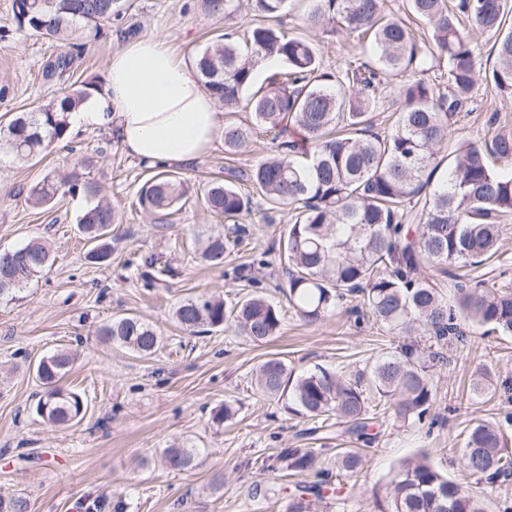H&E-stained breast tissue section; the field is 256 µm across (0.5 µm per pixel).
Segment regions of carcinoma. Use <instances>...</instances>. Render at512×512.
<instances>
[{
  "instance_id": "1",
  "label": "carcinoma",
  "mask_w": 512,
  "mask_h": 512,
  "mask_svg": "<svg viewBox=\"0 0 512 512\" xmlns=\"http://www.w3.org/2000/svg\"><path fill=\"white\" fill-rule=\"evenodd\" d=\"M288 0H204L211 16L229 21L248 9L262 18H277ZM389 0H311L305 23L311 29L346 32L367 38L379 52V69L355 67L345 75L322 69L310 43L280 29L256 24L238 42L224 34L199 50L195 72L216 103L225 109L249 108L253 126L224 124V150L238 152L254 131L266 129L284 138L278 153L246 174L230 171L211 182L205 195L210 212L238 224L250 197L236 188L244 178L270 203L294 207L283 238L286 297L289 307L308 324L322 321L339 303L360 298L366 312L390 333L404 338L396 353L376 360L370 369L374 396L394 421L434 424L435 399L428 375L440 350L467 343L466 325L489 326L512 335V290L478 288L458 279L452 298L444 297L422 276L433 264L441 271L459 264L481 266L500 249V218L512 213V175L497 173L488 159L512 166V132H497L483 141L457 142L446 178L433 184L442 161L435 148L448 140L450 120L475 110L479 78L502 95L512 96V0H460L454 9L446 0H407L408 11L427 24L431 42L415 39L412 29L394 17ZM20 27L63 47L80 49L84 35L99 32L121 15L120 0H12ZM493 39L492 65L477 68L475 46L459 17ZM447 63L444 89L422 78L436 57ZM274 59L283 68L254 82L256 64ZM419 74L392 88L398 112L385 133L374 131L371 112L389 88L387 76ZM100 88L82 82L58 92L34 112H18L0 134V147L25 163L69 135L70 116L90 92ZM81 192L91 200L77 217L79 232L92 242L89 258L110 259L108 241L114 209L99 199V185L74 168L60 179L47 176L32 186L28 201L51 203L58 195ZM187 196L185 182L161 172L141 188L139 204L152 215L171 216ZM240 228L207 236L202 259L224 263L237 245ZM51 248L40 240L0 250V297L15 298L52 266ZM178 325L198 335L231 326L252 343H264L281 328V311L252 295L226 307L221 297H188L175 311ZM99 334L140 358L159 348L157 328L134 314L116 317ZM74 361L63 349L34 366L44 394L35 412L47 422L68 426L86 412L85 395L61 384ZM318 368L302 375L280 357L262 361L254 392L301 418L318 423L310 435L336 429L338 438L369 443L377 419L376 406L361 382ZM478 421L465 437L466 468L485 483L496 485L512 476V455L503 428ZM167 469L184 472L198 466V451L177 442L163 452ZM279 461L309 480L286 496L285 512H321L328 496L357 475L364 458L358 448L337 455V472L318 467L313 448H285ZM374 512H485L481 497L437 470L426 453L400 462L390 480L373 493ZM20 495L0 494V512H28Z\"/></svg>"
}]
</instances>
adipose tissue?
<instances>
[{
	"instance_id": "ef3b65f1",
	"label": "adipose tissue",
	"mask_w": 512,
	"mask_h": 512,
	"mask_svg": "<svg viewBox=\"0 0 512 512\" xmlns=\"http://www.w3.org/2000/svg\"><path fill=\"white\" fill-rule=\"evenodd\" d=\"M75 121L112 130L130 155L150 164L195 160L224 134L223 113L162 37L128 40L109 62L104 89Z\"/></svg>"
}]
</instances>
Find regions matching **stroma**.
Wrapping results in <instances>:
<instances>
[{
    "label": "stroma",
    "instance_id": "stroma-1",
    "mask_svg": "<svg viewBox=\"0 0 512 512\" xmlns=\"http://www.w3.org/2000/svg\"><path fill=\"white\" fill-rule=\"evenodd\" d=\"M308 7V0H288L279 25L312 42L324 71L341 72L355 59L375 62L369 43L308 28L303 22ZM256 21L253 15L229 22L206 15L201 0H126L121 16L87 37L69 75L56 84L45 81L42 71L60 54L59 44L19 28L11 0H0V127L14 113L46 103L58 85L90 78L105 82L112 55L128 37H165L189 63L225 31L242 35ZM477 92L483 110L452 123V141L440 155L452 151L453 141L512 131V97L482 84ZM272 152L270 135L260 131L237 154H226L219 140L196 161L162 166L129 156L108 131L75 126L67 146L52 147L26 164L0 153V248L41 238L54 256L51 269L28 285L21 299L0 300V494L26 497L30 512H113L118 503L123 512H282L295 479L266 471V464L281 449L316 445L299 435L305 420L254 394L253 369L278 356L299 373L321 365L348 375L395 353L402 340L373 319L357 320L354 298L315 325L289 311L279 290L285 282L280 245L292 212L270 208L250 183L238 185L251 198L250 211L240 219L244 233L238 245L220 266L201 261L199 242L219 223L204 205L208 184L224 177L226 168L250 170ZM81 164L117 215L112 257L103 264L89 259L90 247L76 229L86 205L82 194L57 197L42 208L26 201L29 188L45 176H61ZM162 171L176 174L188 187L185 204L165 223L138 205L141 186ZM150 256L176 270L167 287H149L141 278ZM262 256L268 264L254 282L239 279V271ZM255 291L282 315L279 333L264 344L247 342L227 327L193 336L173 317L177 303L187 297L218 295L231 305ZM126 313L161 331L163 346L153 357H137L99 336L103 324ZM62 348L76 355L65 383L87 398L83 419L69 427L36 415L43 388L29 370ZM480 363L492 381L512 376V337L472 333L465 346L452 351L449 365L431 367L436 425L427 429L385 420L375 442L364 449L363 472L328 512H372L374 487L399 461L423 452L453 481L485 490L487 512H499L503 499L512 500V479L485 489L462 462L468 426L512 413V403L501 396L471 392ZM227 400L238 413L214 426L212 412ZM176 438L200 448L194 470L175 473L163 466L161 453ZM218 475L224 478L220 489L212 486Z\"/></svg>",
    "mask_w": 512,
    "mask_h": 512
}]
</instances>
